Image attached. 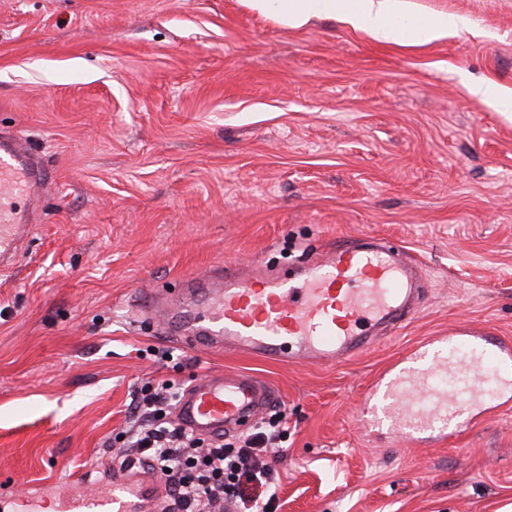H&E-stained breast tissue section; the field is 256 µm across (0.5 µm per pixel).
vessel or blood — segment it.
<instances>
[{
	"mask_svg": "<svg viewBox=\"0 0 512 512\" xmlns=\"http://www.w3.org/2000/svg\"><path fill=\"white\" fill-rule=\"evenodd\" d=\"M47 173L35 164L19 136L0 138V269L8 270L36 220ZM418 264L367 235L339 243L319 257L303 258L290 274L239 270L213 279L188 277L191 319L169 309L167 328L187 329L204 350H240L292 363L329 366L348 362L396 328L414 311L413 273ZM512 344L484 329H462L447 343H427L382 375L370 394L383 418L421 431L447 419L459 400L483 408L512 393ZM273 401L263 381L243 374L211 373L192 381L177 405L176 420L201 436L239 430ZM102 490L58 497L57 512H167L163 482L136 463H103Z\"/></svg>",
	"mask_w": 512,
	"mask_h": 512,
	"instance_id": "b4317fda",
	"label": "vessel or blood"
}]
</instances>
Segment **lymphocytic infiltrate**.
Listing matches in <instances>:
<instances>
[{
	"instance_id": "1",
	"label": "lymphocytic infiltrate",
	"mask_w": 512,
	"mask_h": 512,
	"mask_svg": "<svg viewBox=\"0 0 512 512\" xmlns=\"http://www.w3.org/2000/svg\"><path fill=\"white\" fill-rule=\"evenodd\" d=\"M179 397L170 383L146 387L130 406L134 423L119 464L133 459L161 474L172 512H224L228 505L236 512H269L277 497L270 457L285 432V413L274 414L238 446L227 448L177 424L171 410Z\"/></svg>"
}]
</instances>
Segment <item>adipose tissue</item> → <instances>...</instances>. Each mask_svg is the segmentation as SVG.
I'll return each instance as SVG.
<instances>
[{
  "label": "adipose tissue",
  "mask_w": 512,
  "mask_h": 512,
  "mask_svg": "<svg viewBox=\"0 0 512 512\" xmlns=\"http://www.w3.org/2000/svg\"><path fill=\"white\" fill-rule=\"evenodd\" d=\"M243 4L279 24L298 29L311 18L339 21L369 38L398 45L425 44L447 38L451 31L466 26L461 17L421 14L406 0H242Z\"/></svg>",
  "instance_id": "1"
}]
</instances>
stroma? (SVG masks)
<instances>
[{
  "label": "stroma",
  "instance_id": "1",
  "mask_svg": "<svg viewBox=\"0 0 512 512\" xmlns=\"http://www.w3.org/2000/svg\"><path fill=\"white\" fill-rule=\"evenodd\" d=\"M408 2L468 25L401 46L241 0H0V132L50 172L0 272L1 493L92 489L144 385L227 371L288 416L276 512H512V410L459 403L409 452L364 404L430 337L512 340V118L469 92L512 98V0ZM365 233L419 260L425 293L345 366L197 350L133 313L224 262Z\"/></svg>",
  "mask_w": 512,
  "mask_h": 512
}]
</instances>
